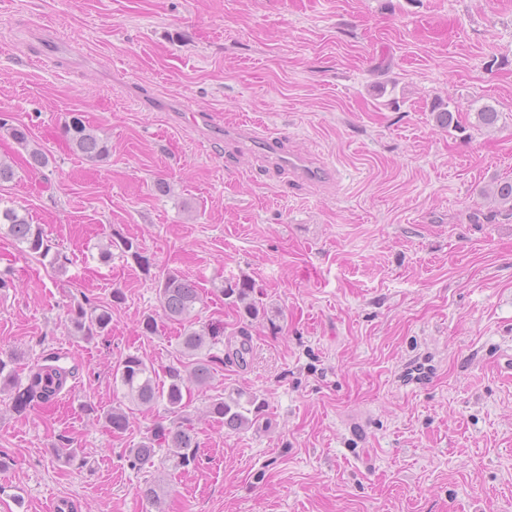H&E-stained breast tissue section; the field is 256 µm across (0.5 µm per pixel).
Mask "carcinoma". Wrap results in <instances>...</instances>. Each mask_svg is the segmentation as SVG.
<instances>
[{
    "label": "carcinoma",
    "instance_id": "cac0c4a2",
    "mask_svg": "<svg viewBox=\"0 0 512 512\" xmlns=\"http://www.w3.org/2000/svg\"><path fill=\"white\" fill-rule=\"evenodd\" d=\"M0 130L28 152V164L34 168H45L49 164L48 156L38 147L30 146L27 129L15 126L0 118ZM68 146L91 161L102 159L109 153L108 141L91 128L80 115H72L61 129ZM0 233L4 234L22 249L35 255L47 257L49 248L44 242L40 225L31 223L27 214H22L14 206L0 205ZM117 247L130 255L137 263H148L142 255L141 247L133 239L125 238L119 242L107 243L101 251L105 262L112 257V247ZM254 282L243 277L221 289L225 298L232 300L238 313L247 318H255L260 309L252 298ZM156 292L164 316L183 325L181 345L185 355L192 358L186 364L168 365L164 369L167 383L156 382L155 368L147 365L136 354H127L115 366L113 378L126 390L129 401L138 407L152 408L162 402L165 411L173 417L170 426H157L154 434L144 438L136 447L127 449V457L132 467L149 464L160 453L165 452L164 461L173 469L189 466L195 461L197 438L193 430L181 421L186 408L190 405L186 381L191 380L198 386H206L212 378L211 360L202 355L207 345L219 343L224 335V325L211 322L195 328L194 319L198 315L197 306L204 304L199 288L188 278L169 272L156 282ZM70 322L73 334L81 337L98 336L108 330L112 322V306L91 305L87 308L79 305L71 311ZM76 376V367L59 364V359H45L28 368L26 385L13 398V408L20 410L34 400L50 403L56 400L66 389L70 380ZM19 380L8 363L0 360V392L17 388ZM260 405L256 398L238 391L228 397L218 396L210 401L208 413L222 422L224 427L238 430L249 425V415L258 413ZM106 419L115 433H123L129 425V415L121 407L107 411Z\"/></svg>",
    "mask_w": 512,
    "mask_h": 512
}]
</instances>
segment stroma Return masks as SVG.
Here are the masks:
<instances>
[{"instance_id": "1", "label": "stroma", "mask_w": 512, "mask_h": 512, "mask_svg": "<svg viewBox=\"0 0 512 512\" xmlns=\"http://www.w3.org/2000/svg\"><path fill=\"white\" fill-rule=\"evenodd\" d=\"M74 112L103 160L66 146ZM0 116L49 157L28 170L0 137L17 163L0 201L71 259L0 237V357L21 378L48 357L77 369L50 407L0 393V512H512V213L492 197L512 179V0H0ZM255 122L328 178L256 152ZM123 238L148 267L101 260ZM170 271L251 354L241 369L214 345L191 388L194 464L134 469L126 449L166 415L112 433V369L181 360L155 288ZM245 276L262 310L246 320L220 292ZM85 301L112 307L88 340L68 317ZM236 389L262 411L233 431L206 407Z\"/></svg>"}]
</instances>
